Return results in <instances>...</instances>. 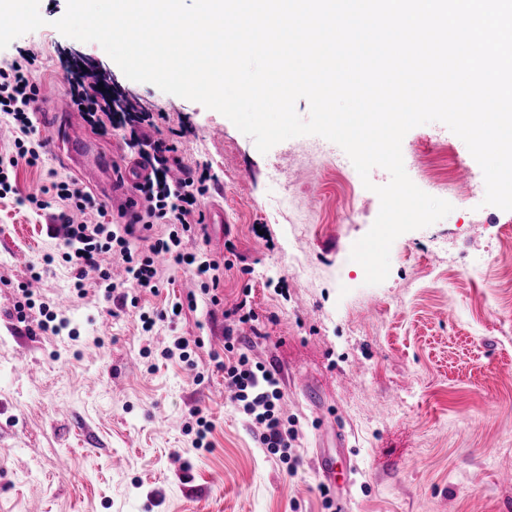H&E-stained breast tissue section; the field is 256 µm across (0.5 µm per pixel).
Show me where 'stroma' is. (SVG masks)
Segmentation results:
<instances>
[{"mask_svg": "<svg viewBox=\"0 0 512 512\" xmlns=\"http://www.w3.org/2000/svg\"><path fill=\"white\" fill-rule=\"evenodd\" d=\"M66 7L40 0L44 26L0 50V66L36 54L47 142L37 166L19 167L17 195L0 199V512H512V484L500 479L512 472V211L467 197L482 170L465 143L440 122L405 135L408 176L453 210L399 236L387 279L366 285L350 252L378 215L385 169L364 187L354 166L337 167L339 146L315 135L260 153L219 112L131 81L99 44L63 36L53 23ZM68 48L163 113L162 132L181 133L183 168H209L205 200L226 222L202 224L186 249L224 263L214 294L164 261L159 294L135 308L91 283L77 295L63 265L31 278L63 247L47 230L61 207L38 216L19 197L75 180L105 198L55 147ZM20 283L68 328L42 332L36 312L18 322ZM242 302L254 321L239 323ZM143 311L164 318L146 332ZM228 327L281 379L297 421L295 473L234 408L214 361ZM174 336L199 341L202 381L163 357ZM196 409L212 423L205 448L189 426ZM321 453L350 475L327 496Z\"/></svg>", "mask_w": 512, "mask_h": 512, "instance_id": "obj_1", "label": "stroma"}]
</instances>
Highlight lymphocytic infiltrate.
Listing matches in <instances>:
<instances>
[{
  "mask_svg": "<svg viewBox=\"0 0 512 512\" xmlns=\"http://www.w3.org/2000/svg\"><path fill=\"white\" fill-rule=\"evenodd\" d=\"M36 58L22 55L9 67H0V118L15 129L14 150L0 156V198L15 190L19 164L37 165L46 146L36 135V102L40 88L34 80ZM66 78V95L73 110L81 111L88 126L97 134L108 136L123 133L125 143L135 149L150 167V175L136 190L142 205L133 223L115 224L108 220L105 204L97 201L75 181L53 183L55 196L65 208L80 212L84 219L77 224L53 228V235L63 237L66 249L62 262L76 269L75 288L84 289L88 274H95L98 284L115 290L112 273L98 261L101 254L117 256L125 266L126 281L131 288L158 292L161 286L155 256H168L175 265H195L203 278L204 288H218L221 264L208 254L184 252L185 238L194 235L203 224V200L211 174L208 168L188 170L185 177L174 180L169 176L173 165L179 164L178 146L173 139L151 136L156 118L128 99L113 95L111 88L102 87L101 76L73 60L60 63ZM166 225L167 231L152 236L154 225ZM146 241L147 250H140L139 241ZM239 339L233 330L224 332V348L230 351L227 362L221 364L224 380L231 388L237 410L258 429L262 448L278 457L288 471H295L298 459L293 444L298 437L294 419L285 416L281 401L283 392L276 373L246 354L236 352Z\"/></svg>",
  "mask_w": 512,
  "mask_h": 512,
  "instance_id": "f902f5d3",
  "label": "lymphocytic infiltrate"
}]
</instances>
